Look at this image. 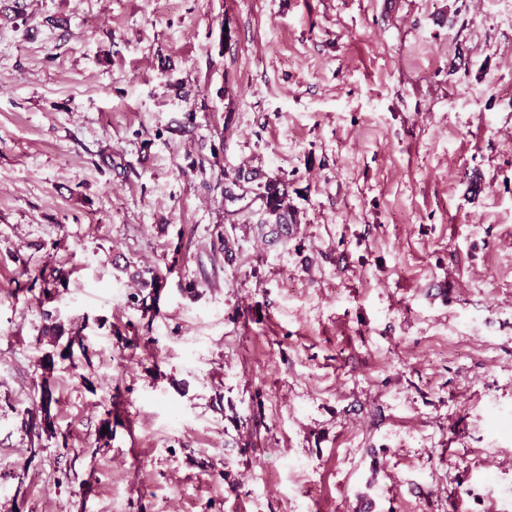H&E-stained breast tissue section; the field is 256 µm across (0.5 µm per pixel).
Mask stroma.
<instances>
[{"label":"stroma","instance_id":"1","mask_svg":"<svg viewBox=\"0 0 512 512\" xmlns=\"http://www.w3.org/2000/svg\"><path fill=\"white\" fill-rule=\"evenodd\" d=\"M0 512H512V0H0ZM241 179L248 183H255L259 191V199L262 201L266 219L257 226L262 236L271 235L274 238L288 233V224H298L297 212L288 203V179L279 175L266 176L258 172L238 171L234 176L224 171V200L225 196H241L245 191L236 186L232 181L238 182ZM232 180V181H231ZM225 188L227 192H225ZM229 202L228 200H225ZM231 203V202H229ZM268 229V231H266Z\"/></svg>","mask_w":512,"mask_h":512}]
</instances>
